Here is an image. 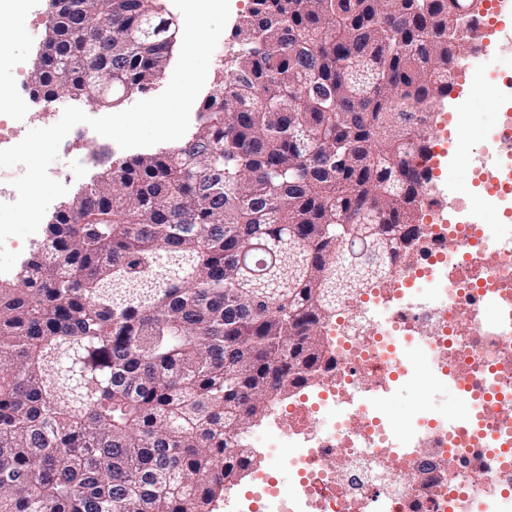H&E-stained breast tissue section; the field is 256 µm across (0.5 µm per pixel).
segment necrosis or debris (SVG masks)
<instances>
[{"label":"necrosis or debris","instance_id":"1","mask_svg":"<svg viewBox=\"0 0 512 512\" xmlns=\"http://www.w3.org/2000/svg\"><path fill=\"white\" fill-rule=\"evenodd\" d=\"M467 125L442 119L449 164L483 173L482 157L504 165L498 189L453 200L421 199L423 237L409 261L339 306L324 328L333 368L299 400L273 410L246 442L272 467L288 469L283 494L271 470L255 473V498L227 493L224 512H512V326L488 323V306L512 309V226L493 198L512 194V113H499L482 156L459 153ZM421 347L462 408L427 414L398 431L389 396L411 389L408 349Z\"/></svg>","mask_w":512,"mask_h":512}]
</instances>
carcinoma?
I'll use <instances>...</instances> for the list:
<instances>
[{
	"instance_id": "1",
	"label": "carcinoma",
	"mask_w": 512,
	"mask_h": 512,
	"mask_svg": "<svg viewBox=\"0 0 512 512\" xmlns=\"http://www.w3.org/2000/svg\"><path fill=\"white\" fill-rule=\"evenodd\" d=\"M464 6L250 0L195 132L102 155L0 282V512H215L255 420L331 363L324 326L414 234ZM176 38L156 0H68L32 93L118 105Z\"/></svg>"
}]
</instances>
